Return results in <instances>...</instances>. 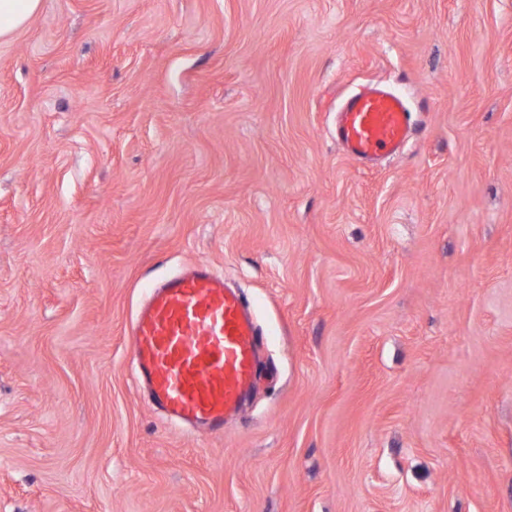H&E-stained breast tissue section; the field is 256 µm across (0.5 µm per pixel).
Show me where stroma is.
Segmentation results:
<instances>
[{
    "mask_svg": "<svg viewBox=\"0 0 512 512\" xmlns=\"http://www.w3.org/2000/svg\"><path fill=\"white\" fill-rule=\"evenodd\" d=\"M376 85L409 139L359 163ZM199 263L260 358L210 436L128 345ZM0 512H512V0H42L1 40ZM338 123V139L355 160L400 152L409 138L410 117L402 98L380 89L351 97Z\"/></svg>",
    "mask_w": 512,
    "mask_h": 512,
    "instance_id": "stroma-1",
    "label": "stroma"
}]
</instances>
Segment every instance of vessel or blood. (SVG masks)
I'll return each mask as SVG.
<instances>
[{
  "label": "vessel or blood",
  "mask_w": 512,
  "mask_h": 512,
  "mask_svg": "<svg viewBox=\"0 0 512 512\" xmlns=\"http://www.w3.org/2000/svg\"><path fill=\"white\" fill-rule=\"evenodd\" d=\"M410 117L402 98L373 89L351 97L337 136L348 156L402 151ZM254 322L240 294L201 264L153 288L137 314L131 348L137 380L170 420L212 435L249 392Z\"/></svg>",
  "instance_id": "vessel-or-blood-1"
}]
</instances>
